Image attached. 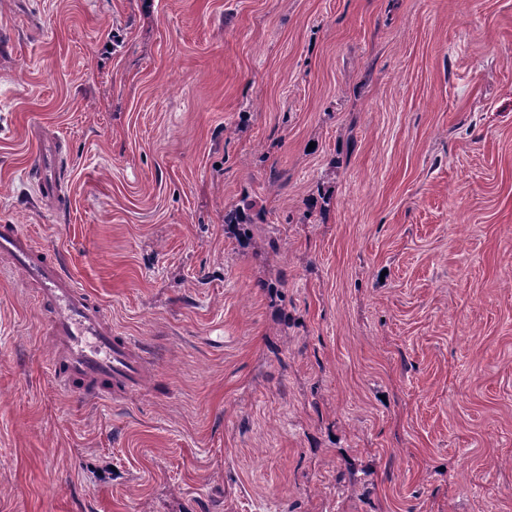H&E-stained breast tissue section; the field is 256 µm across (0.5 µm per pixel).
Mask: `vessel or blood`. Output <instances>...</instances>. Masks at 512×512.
<instances>
[{
    "label": "vessel or blood",
    "mask_w": 512,
    "mask_h": 512,
    "mask_svg": "<svg viewBox=\"0 0 512 512\" xmlns=\"http://www.w3.org/2000/svg\"><path fill=\"white\" fill-rule=\"evenodd\" d=\"M32 137L39 148L38 188L43 197H54L62 191V177L53 167L57 146L40 132ZM0 251L13 257L27 286L50 313V368L61 388L77 390L80 399L94 400L116 399L141 385L144 351L132 337L117 334L102 305L77 286L58 257L36 246L16 224L0 225Z\"/></svg>",
    "instance_id": "vessel-or-blood-1"
}]
</instances>
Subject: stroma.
Wrapping results in <instances>:
<instances>
[{
    "label": "stroma",
    "mask_w": 512,
    "mask_h": 512,
    "mask_svg": "<svg viewBox=\"0 0 512 512\" xmlns=\"http://www.w3.org/2000/svg\"><path fill=\"white\" fill-rule=\"evenodd\" d=\"M0 224L149 356L0 252V512H512V0H0ZM38 128L35 126L31 131L32 138L39 148L35 159L36 172L39 174L38 188L43 198H52L61 193L63 186L61 173L56 174L53 167L54 157L59 153L56 142H49L43 138ZM0 250L13 257L49 310L50 368L61 388L78 399L115 400L142 384L144 351L132 337L118 336L102 305L77 286L58 257L36 246L17 224L0 225Z\"/></svg>",
    "instance_id": "35a3bbf8"
}]
</instances>
